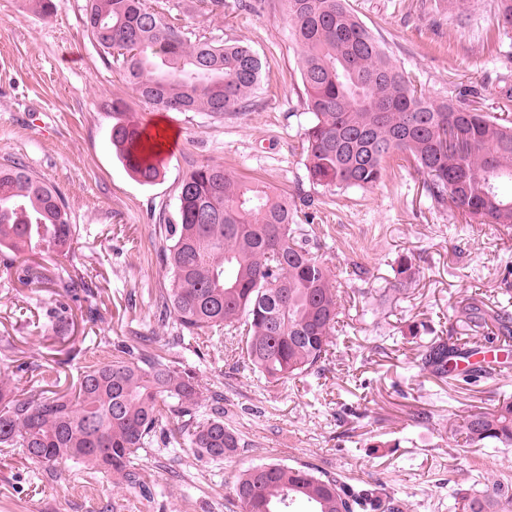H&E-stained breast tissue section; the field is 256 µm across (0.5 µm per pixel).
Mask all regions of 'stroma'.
I'll return each mask as SVG.
<instances>
[{
    "label": "stroma",
    "mask_w": 512,
    "mask_h": 512,
    "mask_svg": "<svg viewBox=\"0 0 512 512\" xmlns=\"http://www.w3.org/2000/svg\"><path fill=\"white\" fill-rule=\"evenodd\" d=\"M497 0H349L383 40L392 60L431 96L477 101L512 117V32L496 33ZM86 0H56L47 20L0 0V164L25 165L61 189L82 236L77 260L14 258L0 252V371L18 393L66 392L78 368L103 360L132 336L170 343L176 330L154 314L167 279L161 224L175 219L179 186L192 166L213 161L284 191L296 222L315 232L309 248L342 284L338 339L321 375L285 384L241 368L238 341L221 338L196 356L178 353L205 387L224 395V422L244 448L216 462L190 448L151 449L140 486L69 463L48 467L0 448V512H239L238 474L263 462H307L357 487L401 498L403 512H456L475 477L512 483L511 448H467L454 431L473 412L512 395V366L489 378L441 381L419 365L439 338L476 346L481 338L455 308L471 296L512 315V229L480 224L437 206L425 177L390 161L380 185L333 190L313 185L302 154L310 115L285 0H225L224 14L180 18L197 35L248 43L268 63L253 106L214 118L204 112L154 111L108 67L86 31ZM121 97L145 125L163 120L175 133L162 174L134 179L112 148V113ZM410 257L413 274L394 268ZM44 278L24 277L27 265ZM87 290L70 302L68 341L44 324L70 280ZM419 327L410 335V327ZM76 349L67 360L68 349ZM426 414L416 422V413Z\"/></svg>",
    "instance_id": "obj_1"
}]
</instances>
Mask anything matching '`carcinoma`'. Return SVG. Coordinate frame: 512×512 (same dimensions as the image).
Instances as JSON below:
<instances>
[{"instance_id": "cac0c4a2", "label": "carcinoma", "mask_w": 512, "mask_h": 512, "mask_svg": "<svg viewBox=\"0 0 512 512\" xmlns=\"http://www.w3.org/2000/svg\"><path fill=\"white\" fill-rule=\"evenodd\" d=\"M49 19L54 0H20ZM311 121L303 155L310 182L373 188L386 164L403 160L426 176L441 206L481 224L512 227V126L475 106L437 101L392 62L382 41L348 0H286ZM194 9L224 15V0ZM84 26L107 64L124 72L136 97L161 112H244L257 94L263 60L241 41L194 37L178 18L147 0H88ZM497 27L512 30V0H498ZM112 108V146L144 184L161 175L164 133L147 131L122 98ZM177 220L164 225L161 260L168 286L157 313L180 335L172 343L240 336L241 363L275 382L317 374L334 346L338 289L306 248L287 195L248 182L219 163L194 165L180 185ZM80 227L62 195L27 167L0 165V251L77 258ZM476 328L509 315L471 297L457 308ZM454 343L436 340L421 368L441 381L455 373ZM221 399L204 394L194 371L150 336H134L123 355L80 367L74 391L32 390L18 397L0 378V447L31 461L74 462L138 485V460L167 436L188 440L200 456L222 461L241 447L224 424ZM175 432H166L169 424ZM464 443L512 447V398L468 415ZM232 492L241 512H401L379 489L355 491L339 477L302 463L265 462L244 470ZM461 512H512V487L474 481Z\"/></svg>"}]
</instances>
